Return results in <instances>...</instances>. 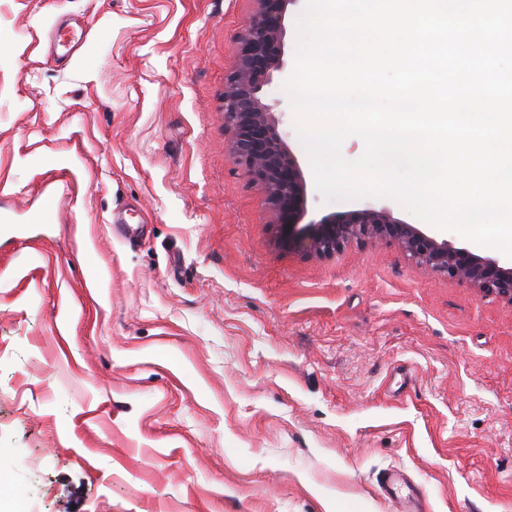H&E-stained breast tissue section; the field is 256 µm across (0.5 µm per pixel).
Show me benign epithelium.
<instances>
[{
    "label": "benign epithelium",
    "mask_w": 512,
    "mask_h": 512,
    "mask_svg": "<svg viewBox=\"0 0 512 512\" xmlns=\"http://www.w3.org/2000/svg\"><path fill=\"white\" fill-rule=\"evenodd\" d=\"M256 10L238 34L232 71L224 78L222 112L227 147L235 164L261 186L280 243L309 257H327L352 242L396 244L425 270L465 282L485 297L512 305V264L438 240L393 217L388 209L361 208L303 223L307 183L267 103L273 75L283 70V38L289 7L299 0H255Z\"/></svg>",
    "instance_id": "1"
}]
</instances>
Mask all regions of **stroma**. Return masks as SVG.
Returning a JSON list of instances; mask_svg holds the SVG:
<instances>
[{
  "mask_svg": "<svg viewBox=\"0 0 512 512\" xmlns=\"http://www.w3.org/2000/svg\"><path fill=\"white\" fill-rule=\"evenodd\" d=\"M254 8L0 0V512H397L393 469L422 512H512V305L279 244L219 110ZM300 12L267 101L307 173ZM404 487L410 491L407 496L402 494ZM380 488L385 497L400 504V508L397 509L399 512H420L411 509H419L418 503L422 491L420 488H413L398 471L390 472Z\"/></svg>",
  "mask_w": 512,
  "mask_h": 512,
  "instance_id": "35a3bbf8",
  "label": "stroma"
}]
</instances>
